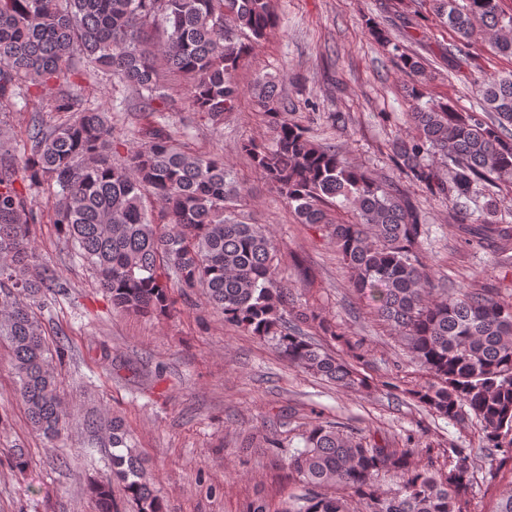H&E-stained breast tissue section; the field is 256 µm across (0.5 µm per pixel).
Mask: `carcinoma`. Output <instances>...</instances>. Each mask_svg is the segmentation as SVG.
<instances>
[{
	"label": "carcinoma",
	"instance_id": "cac0c4a2",
	"mask_svg": "<svg viewBox=\"0 0 512 512\" xmlns=\"http://www.w3.org/2000/svg\"><path fill=\"white\" fill-rule=\"evenodd\" d=\"M503 0H435L440 21L468 55L475 24L499 55L512 57V13ZM277 24L274 0H0V111L29 112L19 152L0 157V340L8 343L18 394L31 427L47 439L66 427L69 411L59 392L36 298L60 287L45 267L32 274L29 225L45 215L28 197L47 190L49 223L71 242L93 271L112 306L133 314L163 313L170 289L184 298L201 291L224 310V320L270 339L288 362L346 392L368 383L351 364L311 340L304 328L337 336L336 326L290 304L276 280V246L248 222L235 202L247 194L224 158L193 153L175 139L167 113L178 112L164 92L159 67L191 79L186 105L217 124L233 110L241 89L240 62ZM397 52L400 69L421 77L424 61ZM106 75L137 94L146 123L141 144L125 164L112 163L114 129L106 113L83 97L74 78ZM53 94L66 119L46 127L27 84ZM408 133L392 142L398 177L377 179L346 163L338 149L312 143L288 118L278 81L255 84L273 141L243 142L240 150L298 222L324 231L351 272L352 288L375 316L402 337L412 364L433 381L410 391L433 413L456 420L470 411L480 422L483 447L512 461V302L492 289L463 288L444 299L425 271L420 247L427 227L399 180L448 201H485L477 208L496 262L512 266V198L485 194L512 180V75H484V114L421 103L422 83ZM111 444L109 478L90 487L95 512H121L112 482L124 485L136 512H164L144 477L143 460L123 421L101 417ZM430 448H391L371 433H346L341 422L317 421L288 456V470L304 487L281 512H469L476 480L471 449L448 447V464L434 469ZM396 479L385 493L379 477Z\"/></svg>",
	"mask_w": 512,
	"mask_h": 512
}]
</instances>
